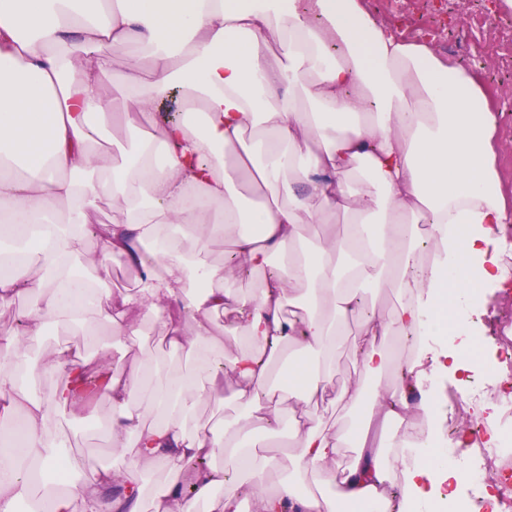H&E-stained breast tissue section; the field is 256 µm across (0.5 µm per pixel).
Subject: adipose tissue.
<instances>
[{
    "label": "adipose tissue",
    "mask_w": 512,
    "mask_h": 512,
    "mask_svg": "<svg viewBox=\"0 0 512 512\" xmlns=\"http://www.w3.org/2000/svg\"><path fill=\"white\" fill-rule=\"evenodd\" d=\"M132 42L143 56L113 72V51ZM175 88L182 117L171 122L157 102ZM116 112L151 119L120 166L95 149ZM495 136L473 74L397 38L360 0H0V154L25 169L0 168V240L28 245L22 263L0 272V309L21 298L27 305L21 336L1 338L0 351L42 336L49 321H78L92 283L76 262L99 274L119 257L136 269L139 288L112 298L103 316L161 325L168 348L195 364L111 373L106 353L91 362L65 346L45 370L66 385L36 398L24 394L16 367L1 363L0 414L18 416L20 428L15 444L0 446V512L33 494L17 456L41 474L57 470L52 416L88 411L81 381L91 370L106 378L117 410L109 439L120 454L82 484L66 483L49 512H199L203 501L211 512H239L222 491L230 477L257 512H423L437 503L455 512L456 496L443 488L461 486L463 475L432 466L435 438L411 433L412 421L436 423L434 400L413 404L407 394L426 371L471 373L485 361L480 290L512 281L500 262L512 207L499 189ZM247 176L261 197L249 209L236 193ZM102 201L112 221L97 225ZM62 202L71 205L64 216ZM335 215L347 232L308 244L306 228ZM228 224L243 227L236 264L207 262ZM90 234L102 249L87 260ZM231 276L259 283L233 295L224 287ZM386 284L398 289V305L373 313L366 295ZM297 286L301 294L288 296ZM230 305L245 345L226 365L215 358L210 323ZM351 325L365 376L393 367V343L412 344L384 399H366L358 383L328 392ZM428 325L440 338L432 346L420 340ZM290 346L321 360L288 362ZM281 364L288 381L278 386ZM204 396L232 397L234 435L195 422ZM329 397L368 412L389 438L328 431L306 407ZM287 407L286 462L259 456ZM147 462L168 471L148 499ZM276 467L284 477L272 491L265 477Z\"/></svg>",
    "instance_id": "ef3b65f1"
}]
</instances>
